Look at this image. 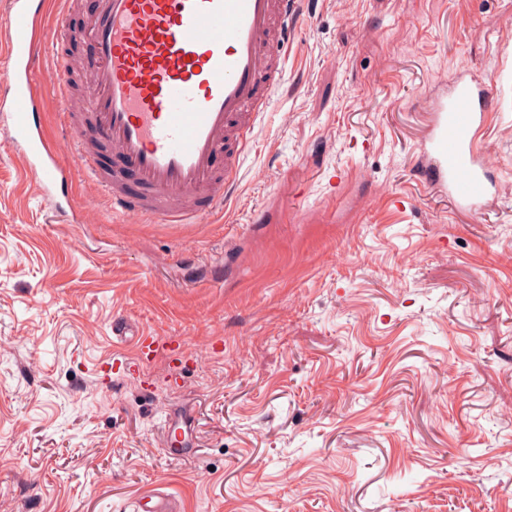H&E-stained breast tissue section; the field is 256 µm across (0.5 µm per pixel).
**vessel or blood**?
Returning a JSON list of instances; mask_svg holds the SVG:
<instances>
[{
	"label": "vessel or blood",
	"instance_id": "obj_1",
	"mask_svg": "<svg viewBox=\"0 0 512 512\" xmlns=\"http://www.w3.org/2000/svg\"><path fill=\"white\" fill-rule=\"evenodd\" d=\"M50 7V0H9L17 24L0 38V75L17 105L9 115L12 130L27 147L26 169L39 176L42 191L53 194L69 176L57 145L36 122L47 91L62 104L60 120L73 136L80 168L113 212L186 224L214 211L237 183L250 131L264 110L261 83L280 78L274 63L285 52L296 0H101L99 14L80 32L96 47L81 112L71 108L67 62L59 63L51 84L34 78L42 45L69 36L46 29ZM491 101L488 83L466 70L431 100L424 176L464 213L483 211L498 190L485 139ZM88 122L118 157V168L99 166L81 134ZM129 172L137 191L126 186Z\"/></svg>",
	"mask_w": 512,
	"mask_h": 512
}]
</instances>
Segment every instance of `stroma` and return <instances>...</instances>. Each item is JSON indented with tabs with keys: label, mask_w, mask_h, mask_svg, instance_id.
Wrapping results in <instances>:
<instances>
[{
	"label": "stroma",
	"mask_w": 512,
	"mask_h": 512,
	"mask_svg": "<svg viewBox=\"0 0 512 512\" xmlns=\"http://www.w3.org/2000/svg\"><path fill=\"white\" fill-rule=\"evenodd\" d=\"M300 9L196 224L113 214L48 96L57 211L0 78V512H133L154 487L177 512H512V0ZM462 58L496 85L499 190L475 215L421 174L423 101ZM119 318L170 351L113 345Z\"/></svg>",
	"instance_id": "obj_1"
}]
</instances>
